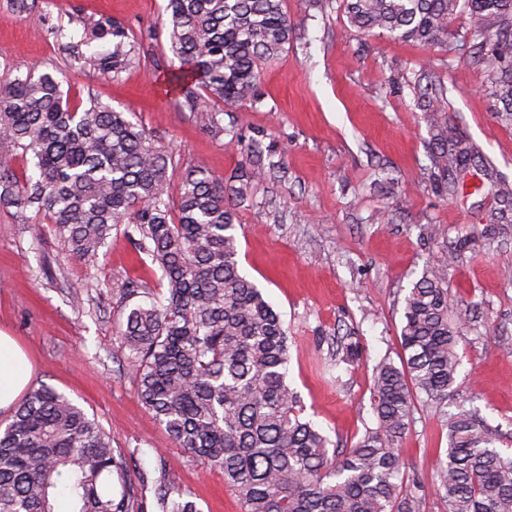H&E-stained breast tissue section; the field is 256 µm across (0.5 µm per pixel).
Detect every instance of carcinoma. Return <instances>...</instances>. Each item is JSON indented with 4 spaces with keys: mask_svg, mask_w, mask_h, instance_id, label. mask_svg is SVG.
Returning a JSON list of instances; mask_svg holds the SVG:
<instances>
[{
    "mask_svg": "<svg viewBox=\"0 0 512 512\" xmlns=\"http://www.w3.org/2000/svg\"><path fill=\"white\" fill-rule=\"evenodd\" d=\"M350 26L422 46L445 45L456 10L469 12L472 54L482 90L512 123V0H339ZM284 0H167L164 24L179 66L168 83L184 106L224 133V109L260 101L259 65L293 42ZM79 40L61 26L45 29L73 69L117 77L144 54L143 39L101 15L80 20ZM67 72L31 67L0 75V159L30 157L22 179L0 165V203L42 216L66 258L98 263L123 235L165 290V301L130 304L149 294L128 277L118 288L123 321L112 356L137 379L138 395L170 438L224 472L242 512H419L401 472L399 445L414 419L415 394L431 406L448 399L460 367L458 328L449 319L448 253L429 263L404 297L399 362L378 363L370 387L376 427L350 448L302 417L288 385V335L279 313L241 273L235 202L263 175L239 186L203 170L176 174L172 149L129 113L93 94L70 100ZM429 160L453 197L479 150L448 119L442 99L428 100ZM179 194L171 202L170 186ZM504 207L489 211L493 230L512 226V186L492 184ZM502 435L461 410L448 421L445 457L431 477L445 512H512V454ZM112 436L66 395L42 385L0 424V512H132L141 492ZM158 512H198L164 482Z\"/></svg>",
    "mask_w": 512,
    "mask_h": 512,
    "instance_id": "carcinoma-1",
    "label": "carcinoma"
}]
</instances>
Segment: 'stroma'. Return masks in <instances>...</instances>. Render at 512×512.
<instances>
[{"label": "stroma", "instance_id": "stroma-1", "mask_svg": "<svg viewBox=\"0 0 512 512\" xmlns=\"http://www.w3.org/2000/svg\"><path fill=\"white\" fill-rule=\"evenodd\" d=\"M165 0H37L47 24L80 32L81 17L104 14L145 35L146 59L117 78L69 70L55 40L38 36L29 16L0 0V72L30 65L69 71V92L94 93L128 109L157 141L175 151L178 170L200 166L217 178L248 173L256 145L274 169L239 201L245 228L239 267L280 313L289 336L288 383L304 416L332 444L351 445L375 427L370 384L375 366L401 351L404 296L427 262H440L461 239L483 230L496 198L469 177L457 197L441 193L428 159V131L417 88L442 96L448 115L497 174L512 182V126L495 116L473 58L350 27L343 10L315 0H286L295 39L262 64L256 105L225 112L224 134L180 109L164 78L174 65L160 33ZM237 142H230V135ZM32 213L0 208V330L32 363L31 387L64 393L131 454L147 478L142 512H156L162 479L196 501L200 512H241L222 471L177 448L143 406L135 378L112 358L121 305L116 287L134 249L121 233L97 267L65 259L52 231L35 234ZM438 234L427 238L426 225ZM448 274L460 294L452 315L463 323L461 366L441 408L418 407L400 447L422 512H444L430 464L448 446V418L472 410L504 434L512 453V233L478 240ZM83 293L76 311L72 293ZM351 338L360 356L336 354Z\"/></svg>", "mask_w": 512, "mask_h": 512}]
</instances>
